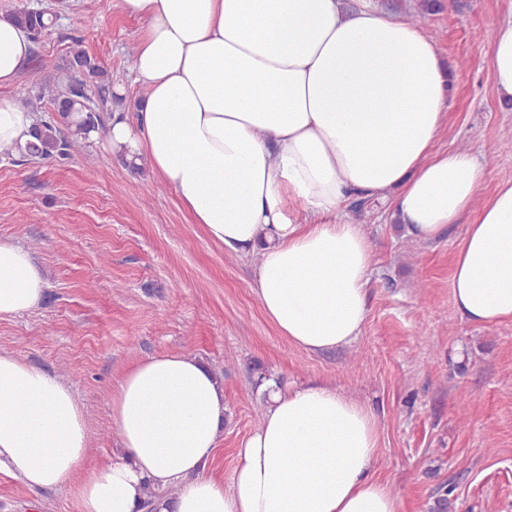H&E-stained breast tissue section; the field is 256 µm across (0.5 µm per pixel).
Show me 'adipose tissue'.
<instances>
[{
    "mask_svg": "<svg viewBox=\"0 0 512 512\" xmlns=\"http://www.w3.org/2000/svg\"><path fill=\"white\" fill-rule=\"evenodd\" d=\"M142 21L132 59L144 97L108 125L112 153L148 161L207 237L257 258L253 292L277 333L308 353L354 343L368 317L376 245L345 219L359 195L389 204L414 239L465 222L453 296L480 326L512 320V179L482 194L485 166L437 150L453 75L434 40L401 15L346 0H112ZM33 41L0 14V88ZM488 56L512 101V21ZM36 115L0 102V149L25 144ZM44 281L24 248L0 242V318L35 308ZM260 424L230 483L209 475L224 386L185 353L148 357L112 386L120 446L87 463L90 435L69 386L0 352V472L65 489L79 512H399L375 476L376 416L319 385L264 386Z\"/></svg>",
    "mask_w": 512,
    "mask_h": 512,
    "instance_id": "ef3b65f1",
    "label": "adipose tissue"
}]
</instances>
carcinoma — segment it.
<instances>
[{
	"label": "carcinoma",
	"mask_w": 512,
	"mask_h": 512,
	"mask_svg": "<svg viewBox=\"0 0 512 512\" xmlns=\"http://www.w3.org/2000/svg\"><path fill=\"white\" fill-rule=\"evenodd\" d=\"M12 17L36 40L51 27L50 13L47 10L35 11L19 9ZM64 70L72 73L74 86L70 89L58 85L39 87L34 99L38 102L47 98L51 111L38 115L36 133L14 152L29 160H46L54 157H67L83 150L86 132L106 126L108 103L102 95L93 100L82 92V88L92 83L106 88L108 74L101 63L83 48L82 41L74 40L66 56Z\"/></svg>",
	"instance_id": "obj_1"
}]
</instances>
